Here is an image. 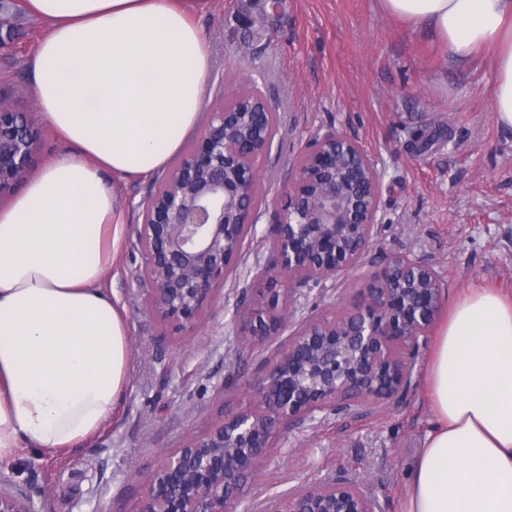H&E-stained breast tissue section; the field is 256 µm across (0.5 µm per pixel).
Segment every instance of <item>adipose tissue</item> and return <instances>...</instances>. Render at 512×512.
Here are the masks:
<instances>
[{"label":"adipose tissue","mask_w":512,"mask_h":512,"mask_svg":"<svg viewBox=\"0 0 512 512\" xmlns=\"http://www.w3.org/2000/svg\"><path fill=\"white\" fill-rule=\"evenodd\" d=\"M458 58L495 51L492 103L512 130V0H380ZM28 60L67 149L0 209V461L92 440L131 371L123 308L98 282L125 236L112 181L163 168L198 125L209 58L191 0H26ZM433 424L405 512H512V296L472 288L425 362Z\"/></svg>","instance_id":"1"}]
</instances>
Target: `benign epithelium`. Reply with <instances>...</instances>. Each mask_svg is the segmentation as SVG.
<instances>
[{"label":"benign epithelium","mask_w":512,"mask_h":512,"mask_svg":"<svg viewBox=\"0 0 512 512\" xmlns=\"http://www.w3.org/2000/svg\"><path fill=\"white\" fill-rule=\"evenodd\" d=\"M272 135L249 112L218 104L199 140L143 202L137 236L146 253L145 304L174 334L197 330L240 250L238 228L253 223L258 156ZM275 210V260L260 268L240 309L243 347L266 345L287 327L298 292L355 269L378 229L377 181L366 184L350 137L313 139ZM41 132L29 112L0 98V197L33 172ZM434 269L402 256L371 274L342 311L312 319L261 367L247 405L190 436L147 480L137 512H236L288 426L319 413L389 402L410 386L408 366L427 344L441 303ZM17 484L0 488V512H33ZM270 512H374L343 480L314 483L275 499Z\"/></svg>","instance_id":"7a95c632"}]
</instances>
